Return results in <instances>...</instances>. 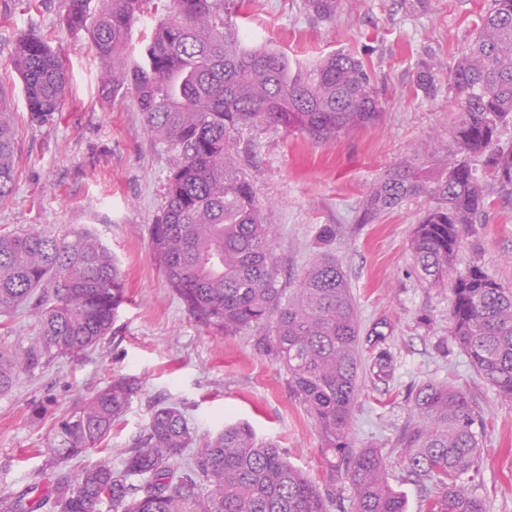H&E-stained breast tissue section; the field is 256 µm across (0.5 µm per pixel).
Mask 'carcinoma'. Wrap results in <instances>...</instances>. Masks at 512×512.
I'll list each match as a JSON object with an SVG mask.
<instances>
[{
  "label": "carcinoma",
  "instance_id": "1",
  "mask_svg": "<svg viewBox=\"0 0 512 512\" xmlns=\"http://www.w3.org/2000/svg\"><path fill=\"white\" fill-rule=\"evenodd\" d=\"M69 0L66 24L90 34L106 63L112 96L131 93L146 128L178 157L165 186L151 243L165 278L186 308L220 333L266 327L268 348L320 435L329 482L351 489L353 512H406L387 482L383 456L355 449L351 411L360 382V328L345 274L328 252L318 253L294 288L277 287L273 229L251 182L234 161L231 133L247 125L295 129L328 142L377 121L381 107L369 69L353 53L334 52L292 69L288 57L250 46L238 26V0H170L142 60L127 65L123 47L147 0ZM330 18L337 0H307ZM29 118L46 123L60 110L69 83L62 58L46 38L27 34L14 48ZM418 86L435 88V67L420 66ZM458 120L443 153L442 171L425 179L414 164L393 168L372 189L377 214L404 200H434L411 240L421 277L450 287L452 335L475 370L512 403V290L481 267L454 278L462 238L485 209V183L473 168L483 158L492 184L512 198V0H490L470 43L448 72ZM16 121L0 91V203L15 189ZM124 300L123 278L111 252L84 233L71 239L31 228L0 235V317L16 308L34 317V337L0 350V396L19 377L54 359L95 348L111 330ZM373 377L392 375L391 356L372 364ZM140 391L118 378L58 421L45 448L50 489L29 504L1 497L0 512H327L323 492L288 463L276 445L244 423L200 436L184 408L153 409L147 427L123 450L119 468L104 456L72 475L65 464L104 452L112 427ZM476 415L469 396L426 383L414 397V417L396 441L409 476L437 487L422 512H487L480 486ZM191 453H186V449Z\"/></svg>",
  "mask_w": 512,
  "mask_h": 512
}]
</instances>
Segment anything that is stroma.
I'll list each match as a JSON object with an SVG mask.
<instances>
[{
  "label": "stroma",
  "instance_id": "35a3bbf8",
  "mask_svg": "<svg viewBox=\"0 0 512 512\" xmlns=\"http://www.w3.org/2000/svg\"><path fill=\"white\" fill-rule=\"evenodd\" d=\"M305 0H243V29L255 45L307 64L338 50L362 58L382 112L376 124L316 144L282 127L244 126L232 134L265 220L273 225L278 285L294 287L320 251L335 256L351 289L360 327L364 372L352 409L356 447L375 448L406 512H420L425 486L408 477L394 445L410 422L413 399L428 382L463 389L484 422L480 494L489 512H512V404L472 366L450 332L449 292L421 280L410 249L432 200L421 196L374 218L362 204L393 167L430 169L420 150L448 142L457 114L448 72L473 36L487 0H338L332 18ZM68 0H0V88L11 97L18 140L16 183L0 204V234L39 228L58 236L89 234L109 248L123 276L125 300L108 336L92 351L55 360L21 375L0 396V496L35 498L47 491L43 448L57 419L118 377L142 392L113 428V465L147 425L160 401L181 402L200 432L248 423L274 442L289 463L317 485L326 465L314 423L267 349L263 330L218 333L194 318L168 284L149 227L164 203L176 163L156 144L132 95H108L104 62L87 33L65 23ZM48 36L64 59L69 87L60 112L30 123L14 45L21 34ZM434 62L436 88L417 84L421 63ZM333 227L330 243L320 238ZM481 266L512 288V200L488 190L481 223L464 235L455 274ZM393 373L374 379L379 352Z\"/></svg>",
  "mask_w": 512,
  "mask_h": 512
}]
</instances>
